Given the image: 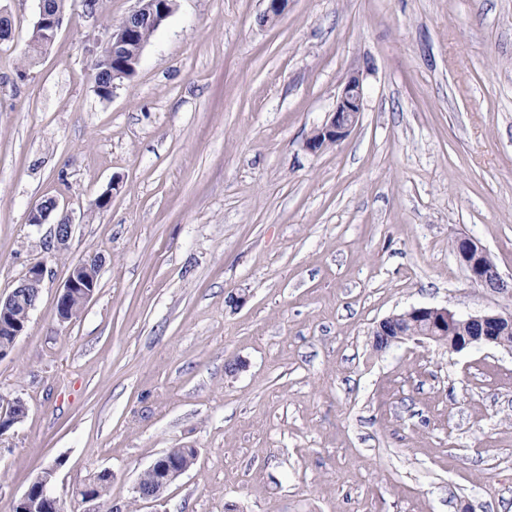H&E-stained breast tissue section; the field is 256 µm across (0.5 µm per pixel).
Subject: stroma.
<instances>
[{
  "label": "stroma",
  "mask_w": 512,
  "mask_h": 512,
  "mask_svg": "<svg viewBox=\"0 0 512 512\" xmlns=\"http://www.w3.org/2000/svg\"><path fill=\"white\" fill-rule=\"evenodd\" d=\"M136 5L71 8L25 70L36 2L0 0V294L47 261L0 357V396L27 406L0 436V512L53 464L64 512L104 469L119 512H512V351L372 336L420 306L512 313L452 248L512 277V0H288L266 25L263 0H175L101 98L92 62ZM352 74L357 124L308 150ZM49 197L74 222L53 255L28 222ZM171 448L195 465L136 500ZM455 253L473 285L489 288L498 293H512V277L507 280L497 267L488 265L487 251L475 240L469 237L457 238ZM99 267V258H92L87 260L81 259L70 268L57 298V308L61 306L62 309L64 305L69 304L71 299L77 298L80 301L82 306L72 303L65 310L70 320L77 318L85 307L83 305H86L93 297Z\"/></svg>",
  "instance_id": "stroma-1"
}]
</instances>
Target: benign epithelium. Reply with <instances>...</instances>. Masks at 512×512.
<instances>
[{"label": "benign epithelium", "mask_w": 512, "mask_h": 512, "mask_svg": "<svg viewBox=\"0 0 512 512\" xmlns=\"http://www.w3.org/2000/svg\"><path fill=\"white\" fill-rule=\"evenodd\" d=\"M138 6L125 16V22L112 28L105 40L98 60L108 72L110 89L123 85L129 78V70L123 65L115 64L125 47L134 42L139 23L149 20L158 22L156 14L161 8L160 0H137ZM266 8L260 17L262 23H273L285 11L288 0H265ZM64 16L52 14L45 8L44 0H38L37 13L31 29L30 41L52 45L63 24ZM362 88L358 76L352 74L345 79L342 91L336 101V107L329 120L315 129L307 141V147L317 152L325 146L345 138L359 119L362 110ZM28 222L41 226L51 225L50 238L46 249L61 252L66 249L72 234V219L67 208L61 206L59 199L50 197L33 209ZM455 253L468 273L472 284L489 288L498 293H512V278L505 279L497 267L487 264V251L469 237H459L455 243ZM100 260L97 258L79 260L72 268L59 291L57 306L69 304L76 298L85 305L93 297ZM45 260L31 263L16 286L5 296L0 295V329L6 328L2 317L17 303H26L27 310L35 308L29 296L23 292L31 282H43L46 273ZM408 315H429L431 323L423 333V338L440 342L448 333V329L458 326L462 335L453 336L450 342L455 351H461L476 345L502 347L508 343V334L512 331L511 313H483L459 316L446 308L414 307L406 311ZM170 451H165L148 467L158 473L157 482L146 487L137 481L134 492L141 500H155L174 483L185 469L177 468L169 463ZM59 465L54 464L38 473L29 484L25 493L15 501V512H57L60 508L59 499L52 492V483Z\"/></svg>", "instance_id": "benign-epithelium-1"}]
</instances>
